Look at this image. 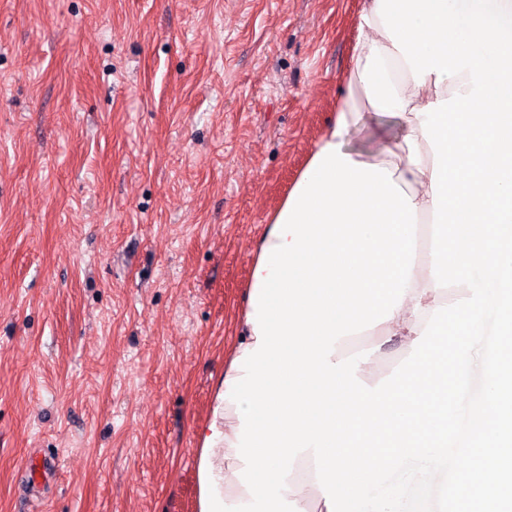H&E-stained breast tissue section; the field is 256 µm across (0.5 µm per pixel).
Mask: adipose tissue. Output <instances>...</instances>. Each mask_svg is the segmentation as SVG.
Wrapping results in <instances>:
<instances>
[{
    "mask_svg": "<svg viewBox=\"0 0 512 512\" xmlns=\"http://www.w3.org/2000/svg\"><path fill=\"white\" fill-rule=\"evenodd\" d=\"M376 4L377 0H362L352 62L345 76V94L317 145L321 148L330 144L340 145L342 153L350 155L352 161L375 164L392 171L395 183L405 190L417 207L416 238L427 243L431 240L433 224V151L422 136L417 113L431 102L450 98L453 91L465 95L471 88L464 85L462 77L441 81L433 74L426 76L424 84H415L404 57L393 47L380 23ZM372 113L398 119L399 133L377 152L353 150L354 138ZM430 269V264H423L411 276L409 291L401 306L395 310L391 320L378 326L382 336H399L405 343H412L425 329L437 305L451 304L456 298L468 297L469 291L464 286L454 294L435 288ZM255 344L252 324L240 321L239 334L224 358L225 380L216 388L218 397L214 399L211 411L215 426L203 428L198 434L202 441L211 436L216 439L209 460L221 497L231 505L251 502L252 497L236 477L237 470L243 467L233 448L239 425L236 407L222 400L221 395L227 389V379L237 375L232 366L233 360Z\"/></svg>",
    "mask_w": 512,
    "mask_h": 512,
    "instance_id": "1",
    "label": "adipose tissue"
}]
</instances>
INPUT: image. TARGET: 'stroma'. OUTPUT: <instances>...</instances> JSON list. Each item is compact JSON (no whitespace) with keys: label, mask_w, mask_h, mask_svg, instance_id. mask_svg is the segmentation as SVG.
Returning a JSON list of instances; mask_svg holds the SVG:
<instances>
[{"label":"stroma","mask_w":512,"mask_h":512,"mask_svg":"<svg viewBox=\"0 0 512 512\" xmlns=\"http://www.w3.org/2000/svg\"><path fill=\"white\" fill-rule=\"evenodd\" d=\"M360 7L0 0V512H198L254 246L336 113ZM374 346L388 379L405 346Z\"/></svg>","instance_id":"1"}]
</instances>
